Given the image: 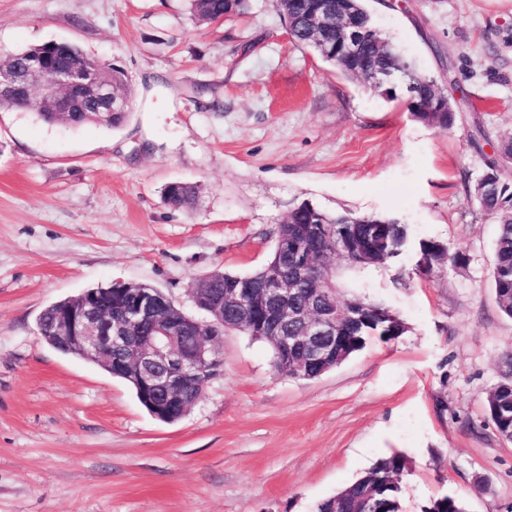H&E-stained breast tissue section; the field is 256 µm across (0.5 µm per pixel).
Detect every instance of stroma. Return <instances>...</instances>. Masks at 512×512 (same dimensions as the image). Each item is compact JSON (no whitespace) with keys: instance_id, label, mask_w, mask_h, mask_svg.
I'll return each mask as SVG.
<instances>
[{"instance_id":"obj_1","label":"stroma","mask_w":512,"mask_h":512,"mask_svg":"<svg viewBox=\"0 0 512 512\" xmlns=\"http://www.w3.org/2000/svg\"><path fill=\"white\" fill-rule=\"evenodd\" d=\"M397 2L373 18L454 82L453 128L294 44L275 0L207 23L188 0H0V51L66 40L131 91L109 131L0 109V512H316L395 451L402 512L443 494L512 512V440L486 408L512 379V319L491 288L497 226L471 198L512 135V0ZM173 182L198 186L192 210L165 202ZM304 201L399 219L466 261L425 274L410 255L363 274L361 295L407 329L313 380L226 331L222 375L174 423L37 329L46 306L115 280L202 318L194 282L261 266Z\"/></svg>"}]
</instances>
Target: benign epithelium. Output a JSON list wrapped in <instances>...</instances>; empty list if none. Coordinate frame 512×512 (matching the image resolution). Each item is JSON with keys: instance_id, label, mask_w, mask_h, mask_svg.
<instances>
[{"instance_id": "1", "label": "benign epithelium", "mask_w": 512, "mask_h": 512, "mask_svg": "<svg viewBox=\"0 0 512 512\" xmlns=\"http://www.w3.org/2000/svg\"><path fill=\"white\" fill-rule=\"evenodd\" d=\"M69 43L53 40L49 48L60 58L45 60V54L30 55L22 64L0 67V100L18 107L29 106L37 98L46 112H99L127 108L116 100L112 82L105 78L103 64L89 59L67 57ZM278 251L291 257L296 274L275 270L265 287L228 288L210 301L214 320H197L156 290L130 293L131 301L118 309L102 303L100 293L112 294L130 284L114 281L102 290L90 288L64 301L54 313L55 339L62 349H75L108 372L125 371L147 398L151 413L170 422L172 415L185 414L195 402L193 395L223 373L218 344L223 339L224 310L236 314L238 326L246 331L255 326L256 313H264L262 329L271 335L285 372L293 377H310L336 357V329L349 318L341 304L296 303L300 281L313 288H327L336 277L335 261H369L374 250L346 232L336 234L331 252H311L304 241L285 237ZM150 324L156 334L136 336L134 332Z\"/></svg>"}]
</instances>
